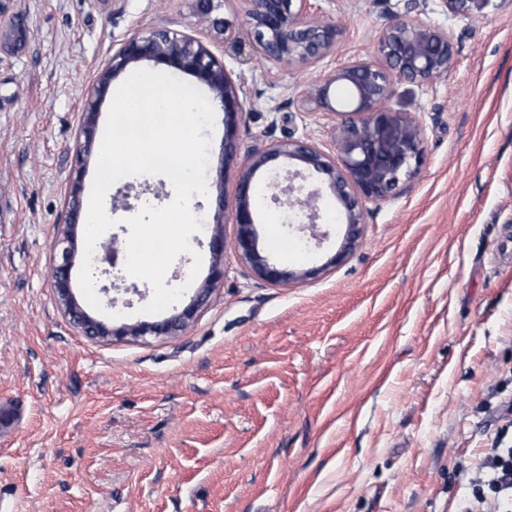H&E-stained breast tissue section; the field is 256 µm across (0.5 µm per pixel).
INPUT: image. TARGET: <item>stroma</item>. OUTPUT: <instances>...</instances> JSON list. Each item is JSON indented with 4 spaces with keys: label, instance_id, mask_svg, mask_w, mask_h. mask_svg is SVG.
<instances>
[{
    "label": "stroma",
    "instance_id": "stroma-1",
    "mask_svg": "<svg viewBox=\"0 0 512 512\" xmlns=\"http://www.w3.org/2000/svg\"><path fill=\"white\" fill-rule=\"evenodd\" d=\"M246 0H223L217 34L189 0H0V29L24 43L0 52V512H457L459 463L490 446L495 410L512 400V0L468 16L438 0H309L341 28L334 50L285 65L238 51ZM448 29L453 63L430 86L396 81L391 111L420 123L417 174L362 201L358 245L338 265L344 223L322 244L286 212L259 204V246L314 279L275 286L252 276L225 224L224 277L179 336L101 341L83 335L51 288L52 242L74 175L89 85L113 53L149 28L197 37L247 98L224 160L215 113L202 228L166 286L189 303L211 273L217 210L232 213L237 161L287 135L332 152L333 116L302 98L337 67L378 61L390 16ZM135 209L164 207L163 175L108 190ZM199 273H192L194 256ZM116 273L120 321L163 320L152 285Z\"/></svg>",
    "mask_w": 512,
    "mask_h": 512
}]
</instances>
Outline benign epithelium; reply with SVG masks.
I'll list each match as a JSON object with an SVG mask.
<instances>
[{"label":"benign epithelium","mask_w":512,"mask_h":512,"mask_svg":"<svg viewBox=\"0 0 512 512\" xmlns=\"http://www.w3.org/2000/svg\"><path fill=\"white\" fill-rule=\"evenodd\" d=\"M196 10L211 18V25L225 31L224 21L211 14L222 0H193ZM245 25L252 36L254 56L275 63H313L329 54L341 30L332 22L306 16L308 0H248ZM444 12L468 15L491 0H439ZM380 61H355L340 66L322 81L304 91L305 102L333 116L348 112L361 114L360 120L344 119L333 129V147L341 164L331 160L308 138L288 135L252 148L237 171L236 206L232 223L236 227L234 250L252 274L271 285H288L320 274V270H287L259 248L256 213L253 206L254 177L271 163L284 159L289 168L270 183L271 201L288 207L291 220L312 239L321 231L319 200L323 195L336 199L344 210L347 231L341 249L331 263L342 260L358 242L365 213L359 199L385 200L405 181L414 177L422 159L423 128L414 121H401L387 108L393 83L403 79L429 85L448 74L452 66V42L448 30L410 18L396 16L383 28L379 43ZM142 61H151L172 73L193 76L210 93V104L224 112L228 125L244 108L245 79L233 81L213 53L199 39L166 30H150L127 40L92 84L82 113L81 137L76 161L84 166L96 144L98 108L107 97L112 79ZM347 85L353 90L348 110L333 105L331 89ZM322 177L326 192L307 189V174ZM82 180L68 188L64 220L54 237L51 288L55 300L73 324L85 335L100 339L114 337L174 336L185 331L207 304L213 283L223 277V212H218L210 242L215 255L212 276L199 288L196 297L180 312L160 322L112 326L90 316L73 292L71 272L77 253V229L82 221Z\"/></svg>","instance_id":"benign-epithelium-1"}]
</instances>
